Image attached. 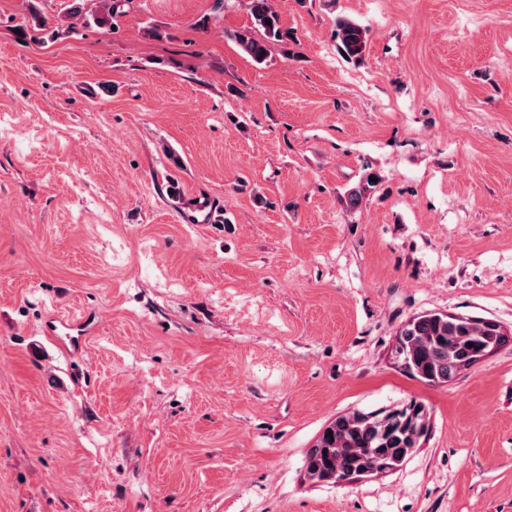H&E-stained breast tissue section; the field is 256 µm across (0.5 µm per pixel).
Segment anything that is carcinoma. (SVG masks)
I'll return each mask as SVG.
<instances>
[{"label":"carcinoma","instance_id":"1","mask_svg":"<svg viewBox=\"0 0 512 512\" xmlns=\"http://www.w3.org/2000/svg\"><path fill=\"white\" fill-rule=\"evenodd\" d=\"M130 0H96L94 8L83 11L76 3L65 18H90L99 28H112L113 21L126 13ZM252 24L237 30L233 38L258 64L264 63L270 47L288 49L294 33L283 27L270 0H249ZM340 50L349 58L360 59L368 43V30L345 16L335 20ZM365 183L344 195L348 210L363 202ZM506 345L501 325L491 319L429 312L405 323L391 350L392 361L402 371L430 385L447 384L485 353ZM428 410L417 400L388 413L353 410L336 416L323 429L306 455V472L313 481L328 477L361 478L377 467L393 471L402 466L420 441L427 436Z\"/></svg>","mask_w":512,"mask_h":512}]
</instances>
